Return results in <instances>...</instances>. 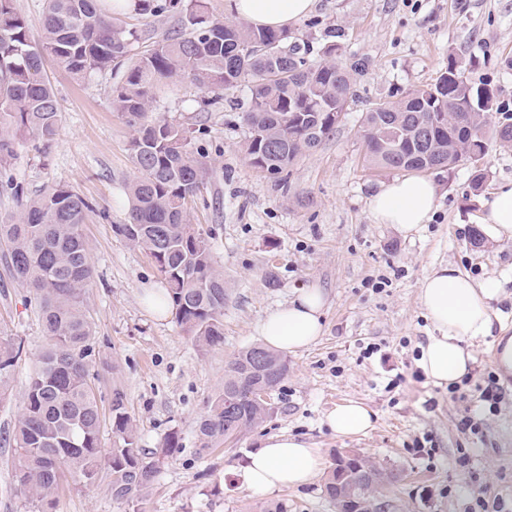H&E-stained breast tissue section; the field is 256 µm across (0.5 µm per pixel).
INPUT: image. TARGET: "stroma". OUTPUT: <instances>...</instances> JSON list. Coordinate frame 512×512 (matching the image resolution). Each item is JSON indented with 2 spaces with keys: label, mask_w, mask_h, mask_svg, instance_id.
<instances>
[{
  "label": "stroma",
  "mask_w": 512,
  "mask_h": 512,
  "mask_svg": "<svg viewBox=\"0 0 512 512\" xmlns=\"http://www.w3.org/2000/svg\"><path fill=\"white\" fill-rule=\"evenodd\" d=\"M121 20L138 34L135 53L180 27L179 16L170 14L129 12ZM288 34L313 48L336 38L337 61L359 59L365 68L353 79L352 101L336 131L302 153L286 181L249 164L247 130L237 112L206 105V92L186 79L157 91V115L185 128L207 170L186 221L208 234L224 274V341L208 348L187 336L174 316L159 320L144 308L143 285L162 276L153 259L117 231L137 175L129 155L132 130L112 106L124 71L76 80L53 60L44 62L60 109L59 133L45 152L25 146L9 161V179L0 180V222L17 223L19 198L57 185L91 205L83 225L93 269L85 309L101 446L113 444L110 407L117 391L141 447L159 448L169 434L178 436L177 450L164 459L138 512H336L322 475L263 495L244 484L249 453L281 433L319 448L324 468L338 451L352 448L397 473L380 512H470L478 492L488 512H512V379L489 413L475 397L460 400L427 381L416 365L418 347L432 333L418 301L420 282L434 267L451 264L495 280L500 291L493 306L512 332V244L473 242L493 194L512 183V144H491L476 194L471 163L432 170L437 207L427 224L406 234L375 223L369 213L371 193L400 173L370 167L359 134L367 107L433 84L451 56L463 62L470 84L494 92L497 120L512 119V0H315ZM311 285L328 293L324 334L289 354L271 416L231 445L201 449L197 423L224 388L227 361L259 342L258 324L269 311ZM25 296L0 258V334L22 346L10 395L0 401V512H129L113 500L104 469L89 485L64 477L45 511L16 488L15 450L4 439L45 345ZM349 400L365 404L376 423L367 434L342 439L324 416ZM466 413L478 431L459 428ZM464 449L471 456L465 471L457 464Z\"/></svg>",
  "instance_id": "obj_1"
}]
</instances>
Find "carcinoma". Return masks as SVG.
I'll list each match as a JSON object with an SVG mask.
<instances>
[{
    "label": "carcinoma",
    "instance_id": "cac0c4a2",
    "mask_svg": "<svg viewBox=\"0 0 512 512\" xmlns=\"http://www.w3.org/2000/svg\"><path fill=\"white\" fill-rule=\"evenodd\" d=\"M134 11L151 16L178 12L181 28L131 56L135 32L96 0H47L37 37L14 0H0V168H6L21 144L28 141L46 150L58 135L61 116L43 72L45 57L78 79L125 68V82L113 92L112 105L133 131L130 158L137 176L130 186L126 223L117 230L154 259L169 284L183 331L200 346L211 347L224 339V274L214 264L208 235L184 224L186 205L203 184L205 171L182 127L149 116L153 90L187 75L199 89L214 94L208 105L216 107L223 101L220 91L247 84L245 154L254 168L281 181L297 155L336 131V114L349 108L355 69L338 65L335 43L324 46L316 59L309 44L291 42L282 31L210 17L207 0H135ZM494 111L493 93L468 83L450 55L435 83L396 101L374 103L362 113L367 161L381 169L426 171L430 164L454 166L470 152L485 154L490 140L512 139L508 123L490 136L469 138V123L481 112ZM88 209L80 194L57 185L23 203L19 223L0 224V245L12 278L27 289L47 339L8 441L16 450V484L31 500L52 504L65 470L86 484L94 482L105 455L112 499L133 508L179 440L171 436L152 451L140 447L117 391L111 402L113 446L106 453L100 446L101 414L89 384L92 329L85 313L93 277L82 233ZM19 357L20 348L0 336L1 399ZM261 360L270 377L263 386L253 373ZM287 376L288 357L261 344L235 354L224 367V390L197 424L201 449L218 447L263 423L272 404L258 392L274 391ZM362 466L361 471L349 466L344 471L375 499L381 490L366 476L371 466L365 456ZM325 490L335 508L347 509L334 469Z\"/></svg>",
    "mask_w": 512,
    "mask_h": 512
}]
</instances>
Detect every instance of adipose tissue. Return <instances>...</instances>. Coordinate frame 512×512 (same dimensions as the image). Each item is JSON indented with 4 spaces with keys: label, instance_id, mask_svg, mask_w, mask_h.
Wrapping results in <instances>:
<instances>
[{
    "label": "adipose tissue",
    "instance_id": "1",
    "mask_svg": "<svg viewBox=\"0 0 512 512\" xmlns=\"http://www.w3.org/2000/svg\"><path fill=\"white\" fill-rule=\"evenodd\" d=\"M314 0H229V9L254 26L279 30L307 16ZM435 182L421 175H407L383 185L368 200L375 223L391 224L410 234L427 223L436 207ZM491 240L512 242V186H502L482 219ZM496 288L478 282L445 265L428 272L421 281L419 304L434 333L419 348L417 366L434 385L447 387L469 376L474 359L471 347L493 338L492 365L499 379L512 376V336L494 335L498 314L491 306ZM326 292L319 287L300 289L287 304L268 312L258 332L264 345L280 352H298L323 334ZM337 437L350 439L372 429L373 412L363 403L347 401L325 416ZM318 449L285 434L263 440L248 456L244 468L247 487L263 494L313 481L320 469Z\"/></svg>",
    "mask_w": 512,
    "mask_h": 512
}]
</instances>
